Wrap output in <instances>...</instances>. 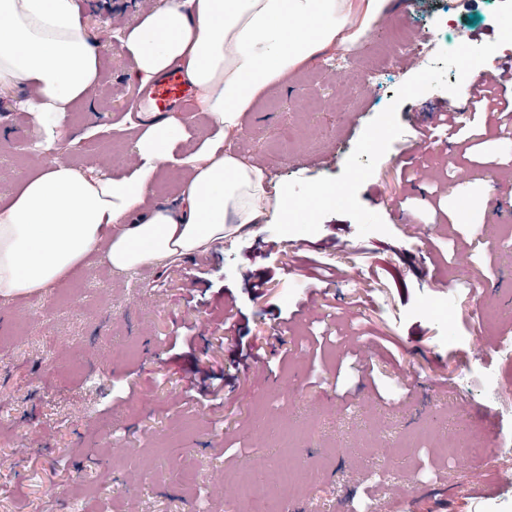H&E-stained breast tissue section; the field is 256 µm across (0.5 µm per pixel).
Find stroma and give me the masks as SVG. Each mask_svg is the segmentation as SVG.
<instances>
[{"mask_svg": "<svg viewBox=\"0 0 512 512\" xmlns=\"http://www.w3.org/2000/svg\"><path fill=\"white\" fill-rule=\"evenodd\" d=\"M80 2L86 35L112 36L98 85L49 151L25 89L0 88V206L58 160L133 169L136 87L117 36L165 0ZM498 4L390 0L355 73L336 74L337 50L291 73L243 113L233 150L272 194L340 175L361 135L352 113L368 124L413 74L397 62L383 92L363 83L393 35L428 25L424 68L455 42L495 40ZM447 107L465 136L438 121ZM397 119L358 192L386 232L331 214L315 234L278 235L271 212L191 258L118 272L92 255L49 297H0V512H225V489L285 462L316 479L272 486L267 512H512L492 470L512 442V367L493 350L512 329V112L433 89ZM436 275L454 291L449 326L427 311ZM475 437L481 453L445 455Z\"/></svg>", "mask_w": 512, "mask_h": 512, "instance_id": "stroma-1", "label": "stroma"}]
</instances>
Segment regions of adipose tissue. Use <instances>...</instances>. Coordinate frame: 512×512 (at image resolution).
<instances>
[{
  "label": "adipose tissue",
  "mask_w": 512,
  "mask_h": 512,
  "mask_svg": "<svg viewBox=\"0 0 512 512\" xmlns=\"http://www.w3.org/2000/svg\"><path fill=\"white\" fill-rule=\"evenodd\" d=\"M388 0H166L129 26L121 44L132 83L178 69L198 93L213 133L186 159L177 206L146 207L158 170L175 162L183 125L163 118L137 141L128 176L90 175L50 164L0 207V295L45 294L92 254L129 271L187 257L261 223L268 198L261 169L226 149L242 112L269 87L368 32ZM101 42L81 27L79 0H0V87L20 85L44 145L72 103L99 78Z\"/></svg>",
  "instance_id": "1"
}]
</instances>
